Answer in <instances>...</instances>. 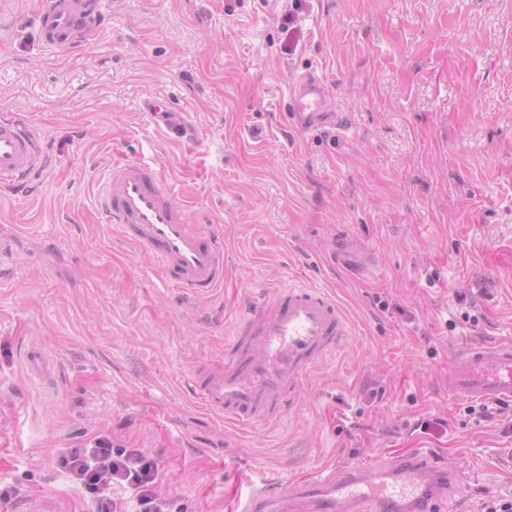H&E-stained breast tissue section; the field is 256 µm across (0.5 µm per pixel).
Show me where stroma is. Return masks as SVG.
<instances>
[{
	"instance_id": "obj_1",
	"label": "stroma",
	"mask_w": 512,
	"mask_h": 512,
	"mask_svg": "<svg viewBox=\"0 0 512 512\" xmlns=\"http://www.w3.org/2000/svg\"><path fill=\"white\" fill-rule=\"evenodd\" d=\"M45 2L0 0V115L50 153L31 192L0 190V512H91L62 458L99 440L157 458L171 512L414 451L463 469L444 512L512 498V423L446 385L452 349L512 340V0H103L77 52L41 41ZM309 71L340 122L302 133ZM117 160L221 236L213 296L164 287L104 221ZM289 284L332 292L349 336L277 424L216 422L190 369Z\"/></svg>"
}]
</instances>
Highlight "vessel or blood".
Segmentation results:
<instances>
[{"instance_id":"vessel-or-blood-1","label":"vessel or blood","mask_w":512,"mask_h":512,"mask_svg":"<svg viewBox=\"0 0 512 512\" xmlns=\"http://www.w3.org/2000/svg\"><path fill=\"white\" fill-rule=\"evenodd\" d=\"M105 15L100 0H47L38 16L42 41L77 51L93 40ZM324 80L307 74L289 93L287 117L298 131L331 120ZM48 156L42 140L22 119L0 117V185L24 191L43 171ZM100 207L121 240L155 260L161 282L204 297L224 281V247L215 235L190 224L167 183L148 164L120 161L108 172ZM348 324L329 292L307 285L275 288L255 302L228 344L224 362L194 371L193 396L221 420L248 427L277 421L309 373L333 355ZM448 391L472 401L512 402V341L473 342L448 368ZM421 469L413 457L375 474L361 468L298 491L252 489L243 512H375L378 503L416 504L431 512L420 490Z\"/></svg>"}]
</instances>
